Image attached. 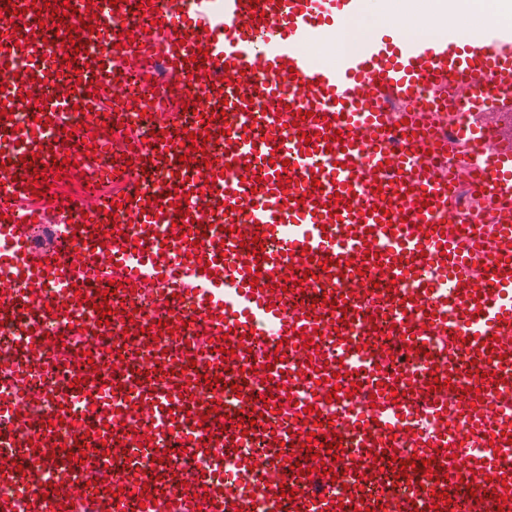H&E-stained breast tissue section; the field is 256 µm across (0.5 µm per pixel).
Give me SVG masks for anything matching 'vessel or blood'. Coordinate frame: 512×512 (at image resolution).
I'll return each mask as SVG.
<instances>
[{"mask_svg": "<svg viewBox=\"0 0 512 512\" xmlns=\"http://www.w3.org/2000/svg\"><path fill=\"white\" fill-rule=\"evenodd\" d=\"M74 15L56 0L39 9L32 0H0V238L14 253L0 273L27 274L25 288L0 296V322L17 328L10 354L0 357V474L24 492L0 495V512H250L254 497L267 512H354L349 478L379 494L370 512H512V485L495 460L512 448V225L476 230L444 222L455 199L433 161L459 153L485 130L479 115L492 108L512 114V29H489L465 45L445 40L396 41L386 33L366 38L361 52L319 63L311 49L326 42L365 0H70ZM142 10L152 19L151 46L171 83L206 73L201 105L212 121L196 134L154 137L138 154L162 183L131 180L121 196L52 200L64 214L53 246L31 254V226L38 214L20 208L36 185L55 184L56 168L74 138L68 117L83 104L98 118L106 92L109 56L102 47L119 41L117 21ZM52 31L73 40V58L41 54L34 38ZM206 60H199V50ZM484 82L473 90L463 117L455 92L475 70ZM18 83H10V75ZM72 81L69 97L45 99L37 118L17 127L25 81L52 76ZM427 90L430 108L396 120L393 104ZM449 123L450 141L430 130ZM212 137L224 154L206 172L188 164L192 138ZM287 187H280V180ZM493 201L512 196V138L496 134L490 161L475 182ZM241 216L233 231L200 232L196 208ZM133 215L136 232L105 231L104 215ZM279 241L276 249L259 248ZM379 275L385 294L362 289L318 293L314 303L289 306L298 292L327 276ZM154 286V324L130 312L120 337L103 324L98 304L121 307L133 287ZM198 313L189 342L158 346V333L181 327L186 311ZM88 316L101 338L105 367L84 357L85 330L74 312ZM389 316L391 332L428 335L448 355L472 358L477 390L460 401L452 387L436 384L432 367L416 382L395 383L393 393L369 401L326 398L341 363L371 379L384 353L361 359L345 338L369 316ZM332 320L333 351L318 348L325 320ZM314 342L310 369L317 387L302 398L286 385L290 348ZM234 350L224 360L223 350ZM151 353L144 366L139 357ZM205 358L208 378L225 390L252 396L244 419L229 417L223 403L201 399L188 366ZM248 363L239 372L238 363ZM64 378L50 407L39 409L33 376ZM333 409L331 426L309 431L315 410ZM414 415L402 425L406 415ZM141 417L137 430L128 416ZM439 418L466 419L485 429L472 442L468 463L488 480L464 486L453 479L457 432ZM350 430L342 460L326 449L334 433ZM265 443L276 466L257 479V465L243 455ZM146 443L154 457L138 451ZM79 447V477L50 487L56 473L74 468L67 450ZM184 446L215 454L205 472L169 477L168 454ZM323 449L319 458L309 447ZM377 456L379 467L369 466ZM33 459L19 469L18 457ZM414 478L413 497L395 504L380 470L391 457Z\"/></svg>", "mask_w": 512, "mask_h": 512, "instance_id": "obj_1", "label": "vessel or blood"}]
</instances>
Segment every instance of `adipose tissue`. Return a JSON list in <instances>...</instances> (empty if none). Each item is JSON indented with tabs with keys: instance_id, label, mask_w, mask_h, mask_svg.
I'll return each mask as SVG.
<instances>
[{
	"instance_id": "ef3b65f1",
	"label": "adipose tissue",
	"mask_w": 512,
	"mask_h": 512,
	"mask_svg": "<svg viewBox=\"0 0 512 512\" xmlns=\"http://www.w3.org/2000/svg\"><path fill=\"white\" fill-rule=\"evenodd\" d=\"M378 5L373 21L364 16L345 20L328 46L336 53L355 52L372 32L397 26L400 35L413 28L424 34H440L436 22L439 13L450 12L458 25L468 31L487 26H512V0H376Z\"/></svg>"
}]
</instances>
